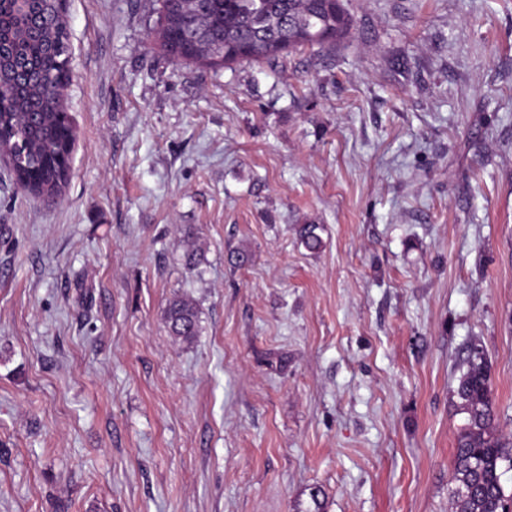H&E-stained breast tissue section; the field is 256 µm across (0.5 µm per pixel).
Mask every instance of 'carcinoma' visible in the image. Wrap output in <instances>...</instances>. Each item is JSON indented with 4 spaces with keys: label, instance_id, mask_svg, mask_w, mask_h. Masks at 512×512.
<instances>
[{
    "label": "carcinoma",
    "instance_id": "obj_1",
    "mask_svg": "<svg viewBox=\"0 0 512 512\" xmlns=\"http://www.w3.org/2000/svg\"><path fill=\"white\" fill-rule=\"evenodd\" d=\"M161 3L158 38L162 50L180 62L218 68L240 62L269 60L305 45L337 44L351 29L341 0H182L181 11L171 14ZM35 10L43 16V31L26 35V18L14 0H0V147L16 151L25 144L33 157L26 173L31 190L48 198L57 196L69 180L70 158L60 149L71 135L64 106L48 90L61 81L63 42L67 24L57 13L55 0H40ZM250 48L241 58L239 50ZM37 69L41 82L31 87L12 86L20 65ZM318 225L306 224L301 242L310 250L321 247ZM187 269L202 261L194 229H184ZM168 333L191 342L199 331L198 311L183 297L169 301L165 310ZM457 411L464 423L456 437L450 495L455 512H512V494H506L504 475L512 470V439L495 424V400L490 365L478 345L466 349L455 390Z\"/></svg>",
    "mask_w": 512,
    "mask_h": 512
}]
</instances>
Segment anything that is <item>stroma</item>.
I'll return each instance as SVG.
<instances>
[{
  "instance_id": "35a3bbf8",
  "label": "stroma",
  "mask_w": 512,
  "mask_h": 512,
  "mask_svg": "<svg viewBox=\"0 0 512 512\" xmlns=\"http://www.w3.org/2000/svg\"><path fill=\"white\" fill-rule=\"evenodd\" d=\"M343 4L203 69L66 0L69 183L0 162V512H452L471 343L512 436V0ZM164 318L168 333L175 340L189 343L198 336V311L190 300L183 297L170 300Z\"/></svg>"
}]
</instances>
